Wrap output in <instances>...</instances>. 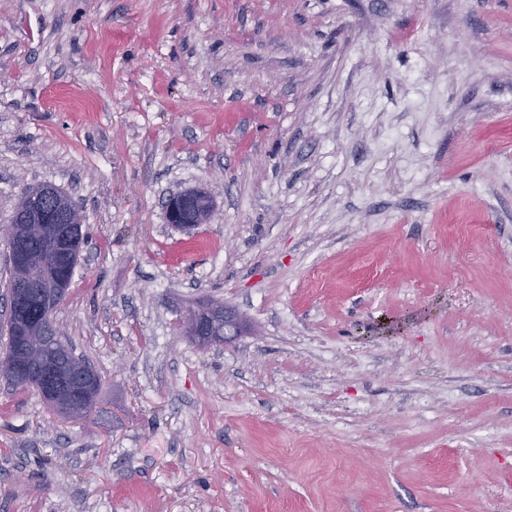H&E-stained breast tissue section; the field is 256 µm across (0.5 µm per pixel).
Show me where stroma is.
<instances>
[{
    "label": "stroma",
    "instance_id": "35a3bbf8",
    "mask_svg": "<svg viewBox=\"0 0 512 512\" xmlns=\"http://www.w3.org/2000/svg\"><path fill=\"white\" fill-rule=\"evenodd\" d=\"M39 183L101 389L0 379V512H512V0H0V227ZM212 209L210 195L200 190L196 193L175 192L166 202V219L169 224L189 232L204 224ZM180 330L198 346L209 348L226 344L232 335L244 332L245 322L226 304L202 302L182 318Z\"/></svg>",
    "mask_w": 512,
    "mask_h": 512
}]
</instances>
